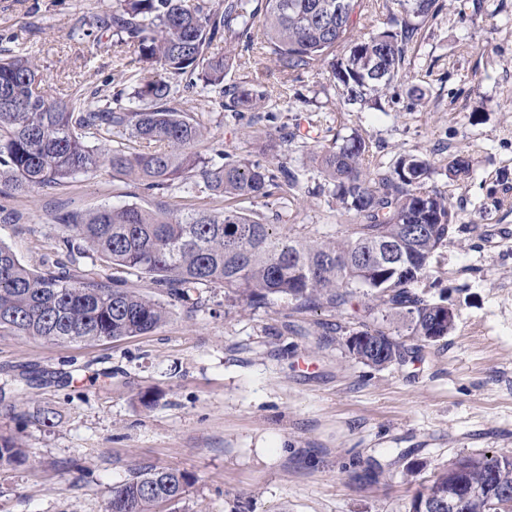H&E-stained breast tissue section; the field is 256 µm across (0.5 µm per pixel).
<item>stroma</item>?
<instances>
[{"mask_svg": "<svg viewBox=\"0 0 512 512\" xmlns=\"http://www.w3.org/2000/svg\"><path fill=\"white\" fill-rule=\"evenodd\" d=\"M439 4L376 109L343 105L328 67L285 79L258 53L225 82L262 74L270 99L261 111H225L209 86L174 91L209 130L203 156L221 149L298 173V195L239 208L315 239L349 218L313 151L356 132L371 174L401 156L428 159L427 185L447 197L456 231L416 290L453 308L448 336L401 333L403 360L372 368L345 345L356 319L285 298L249 307L220 288L191 293L139 336L61 345L1 331L0 432L22 437L30 460L0 468V512H105L113 485L144 465L190 475L177 512H409L460 456L512 452V0ZM116 8L0 0V51L26 56L52 99L109 95L138 108L134 87L160 73L114 78L120 49L102 22ZM458 156L470 174L452 181L446 167ZM149 202L105 165L52 190L0 196V242L34 267L65 262L52 209ZM26 365L71 379L29 386L19 380ZM47 408L50 427L38 421Z\"/></svg>", "mask_w": 512, "mask_h": 512, "instance_id": "obj_1", "label": "stroma"}]
</instances>
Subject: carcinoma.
I'll list each match as a JSON object with an SVG mask.
<instances>
[{"label": "carcinoma", "mask_w": 512, "mask_h": 512, "mask_svg": "<svg viewBox=\"0 0 512 512\" xmlns=\"http://www.w3.org/2000/svg\"><path fill=\"white\" fill-rule=\"evenodd\" d=\"M118 2L110 21L124 47L116 75L133 66L159 69L168 78L134 90L135 98L147 102L140 110L93 98L56 102L28 59L0 53V195L58 187L107 164L156 201L147 208L106 205L51 215L69 256L89 254L108 267L137 271L174 302L197 288H224L255 306L281 297L303 309L346 313L357 297H371L377 304L363 306L365 322L350 332L360 340L347 347L372 367L403 357V346L392 338L397 318L421 342L448 335L444 306L414 290L434 253L455 233L448 200L426 187L429 161L401 156L390 173L371 178L365 170L369 145L357 133L315 152L330 196L352 223L336 239H310L236 206L292 190L298 177L283 164L271 169L246 159L226 156L216 164L203 157L196 147L206 129L176 106L171 84L183 80L192 88L201 81L219 90L225 111L259 110L269 98L260 78L250 88L224 85L233 59L211 51L222 39L247 53L272 55L286 74L326 64L344 103L362 106L398 80L438 0H395L399 14L390 15V28L368 35L357 34L356 17L389 9L388 0ZM260 15L263 33L256 42L251 29ZM342 45L348 55L334 58ZM91 138L99 144L89 143ZM116 139L129 146L109 147ZM197 175L216 206L182 212L163 200L172 182ZM168 316L166 304L115 275L60 263L36 269L0 242L1 331L86 344L151 332ZM27 460L18 439L0 434V467ZM458 467L457 479L469 492L459 512H491L492 490L512 495V454L466 455ZM190 484L180 469L141 466L112 487L106 510L160 512L164 504L180 503ZM450 489L448 471L442 470L412 498L410 509L426 498L446 501Z\"/></svg>", "instance_id": "1"}]
</instances>
